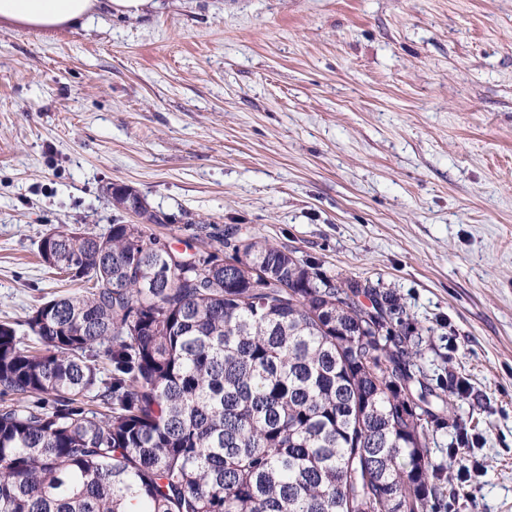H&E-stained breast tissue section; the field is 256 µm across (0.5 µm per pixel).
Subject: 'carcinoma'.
<instances>
[{"mask_svg":"<svg viewBox=\"0 0 512 512\" xmlns=\"http://www.w3.org/2000/svg\"><path fill=\"white\" fill-rule=\"evenodd\" d=\"M115 198L139 223L41 240L89 287L0 322V512H434L448 398L392 296L273 243L181 254Z\"/></svg>","mask_w":512,"mask_h":512,"instance_id":"obj_1","label":"carcinoma"}]
</instances>
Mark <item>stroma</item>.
Here are the masks:
<instances>
[{
	"label": "stroma",
	"instance_id": "35a3bbf8",
	"mask_svg": "<svg viewBox=\"0 0 512 512\" xmlns=\"http://www.w3.org/2000/svg\"><path fill=\"white\" fill-rule=\"evenodd\" d=\"M242 239L393 292L453 406L436 512H512V0H161L55 37L0 25V321L82 288L49 229ZM214 225L222 241L206 238Z\"/></svg>",
	"mask_w": 512,
	"mask_h": 512
}]
</instances>
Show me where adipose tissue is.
<instances>
[{"mask_svg": "<svg viewBox=\"0 0 512 512\" xmlns=\"http://www.w3.org/2000/svg\"><path fill=\"white\" fill-rule=\"evenodd\" d=\"M157 0H0V20L33 27L48 35L91 25L101 11L138 17Z\"/></svg>", "mask_w": 512, "mask_h": 512, "instance_id": "obj_1", "label": "adipose tissue"}]
</instances>
